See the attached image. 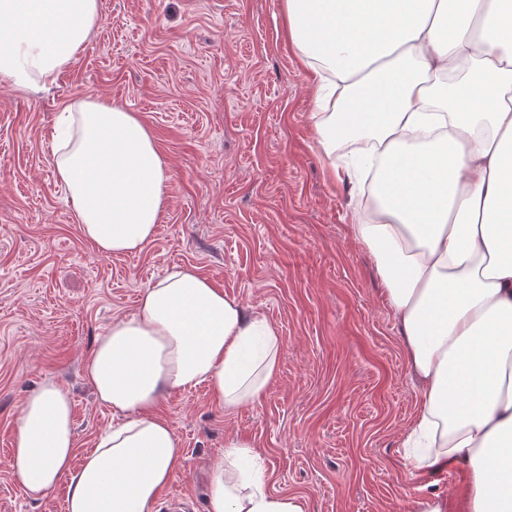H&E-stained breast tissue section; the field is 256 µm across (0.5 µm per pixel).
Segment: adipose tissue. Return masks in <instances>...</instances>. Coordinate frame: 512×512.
I'll use <instances>...</instances> for the list:
<instances>
[{
    "instance_id": "obj_1",
    "label": "adipose tissue",
    "mask_w": 512,
    "mask_h": 512,
    "mask_svg": "<svg viewBox=\"0 0 512 512\" xmlns=\"http://www.w3.org/2000/svg\"><path fill=\"white\" fill-rule=\"evenodd\" d=\"M284 5L331 170L346 144L382 159L384 193L353 231L422 388L405 453L419 468L464 470L465 512H512V0ZM99 23L98 0H0V80L47 89ZM52 163L97 251L133 254L153 238L171 173L136 113L73 101ZM281 352L262 313L173 268L85 361L117 423L78 455L71 399L43 383L21 407L13 472L34 500L68 479L67 512H156L183 454L157 411L163 393L202 384L236 411L265 393ZM266 480L251 445L225 441L207 512H302Z\"/></svg>"
}]
</instances>
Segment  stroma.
<instances>
[{
    "label": "stroma",
    "mask_w": 512,
    "mask_h": 512,
    "mask_svg": "<svg viewBox=\"0 0 512 512\" xmlns=\"http://www.w3.org/2000/svg\"><path fill=\"white\" fill-rule=\"evenodd\" d=\"M101 22L47 91L0 82V512H66V485L30 501L11 468L24 399L66 391L78 452L113 423L84 376L95 339L172 266L195 268L275 323L279 373L234 412L201 386L158 411L183 456L167 494L206 512L225 439L262 456L267 489L303 512H459L466 476L419 470L404 434L421 388L367 249L352 235L361 179L335 180L312 133L308 76L284 0H99ZM91 95L136 113L172 177L156 234L105 255L52 168L58 112Z\"/></svg>",
    "instance_id": "35a3bbf8"
}]
</instances>
